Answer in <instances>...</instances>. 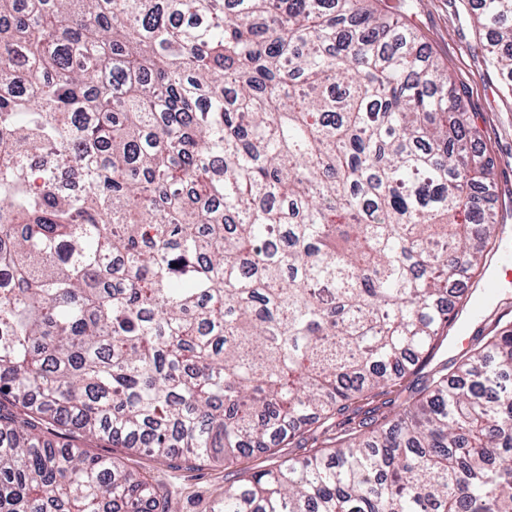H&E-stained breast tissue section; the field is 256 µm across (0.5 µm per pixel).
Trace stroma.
Wrapping results in <instances>:
<instances>
[{
  "label": "stroma",
  "mask_w": 512,
  "mask_h": 512,
  "mask_svg": "<svg viewBox=\"0 0 512 512\" xmlns=\"http://www.w3.org/2000/svg\"><path fill=\"white\" fill-rule=\"evenodd\" d=\"M404 21L465 89V108L474 113L481 145L495 160L490 202L494 220L507 226V243L512 246V98L501 93V76L488 64L485 38L468 11L467 0H411ZM509 312L512 282L484 306L481 314L463 309L461 318L470 324L467 342L478 343ZM88 451L120 458L126 468L159 485L167 496L169 512H212L228 485L220 463L177 464L104 443L90 444Z\"/></svg>",
  "instance_id": "obj_1"
}]
</instances>
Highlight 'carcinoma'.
Here are the masks:
<instances>
[{
  "instance_id": "carcinoma-1",
  "label": "carcinoma",
  "mask_w": 512,
  "mask_h": 512,
  "mask_svg": "<svg viewBox=\"0 0 512 512\" xmlns=\"http://www.w3.org/2000/svg\"><path fill=\"white\" fill-rule=\"evenodd\" d=\"M367 2L0 0V512H167L74 434L304 449L213 512H512V320L403 386L498 251L494 160ZM473 15L511 97L512 0Z\"/></svg>"
}]
</instances>
